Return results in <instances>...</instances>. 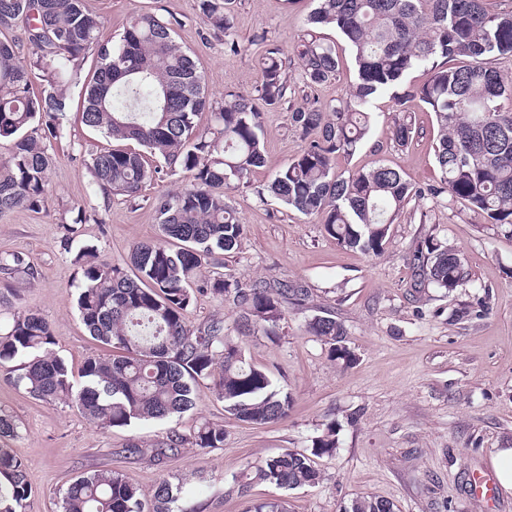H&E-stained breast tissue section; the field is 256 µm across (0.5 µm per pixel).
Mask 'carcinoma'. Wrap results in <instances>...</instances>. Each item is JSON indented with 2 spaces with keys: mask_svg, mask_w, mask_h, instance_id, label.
Returning <instances> with one entry per match:
<instances>
[{
  "mask_svg": "<svg viewBox=\"0 0 512 512\" xmlns=\"http://www.w3.org/2000/svg\"><path fill=\"white\" fill-rule=\"evenodd\" d=\"M32 0H0V31L23 17L33 52L21 61L15 45L0 40V139H11L0 160V214L33 212L45 203L52 156L47 142L63 131L71 109L66 84L89 54L96 69L87 83L80 122L113 145L91 155L89 168L106 194L135 199L161 169L192 174L189 187L155 199L163 240L141 242L128 253V267L99 260L83 245L74 261L82 271L79 317L107 353L87 358L74 377L53 349L50 325L37 311L13 314L0 328V375L17 389L46 403L76 408L100 431L140 420H165L193 407V387L207 381L224 411L239 421L270 424L288 419L292 395L245 359L225 335L224 319L198 326L186 321L198 296L228 301L239 311L241 333L281 335L285 304L308 291L286 281H242L209 277L207 259L241 247L244 224L226 202V192L249 183L266 165L264 112L288 103V54L269 44L260 55L251 92L227 91L221 99L205 89L197 60L176 40L173 24L153 13L133 19L117 42L102 38L99 16L86 0H45L31 17ZM310 29L294 58L310 84H323L339 68L335 45L319 30L335 29L355 64L356 79L335 105L297 108L292 125L307 144L297 159L256 190L304 215L319 216L329 236L349 249L375 256L384 252L391 224L413 199L447 195L463 201L502 231L512 234V75L488 65L512 57V12L492 13L484 0H315ZM232 0H198L203 23L225 33L233 26ZM456 57L463 64L448 66ZM427 69L418 88L407 74ZM44 86L31 87L30 71ZM395 93L400 111L419 98L436 117L434 149L440 184L418 187L404 173L375 165L343 177L336 156L355 153L372 120L377 95ZM210 116L201 131L198 118ZM135 142L143 151L123 147ZM417 282L452 291L468 282L464 258L454 247L429 238L413 253ZM6 275L35 272L16 253L0 257ZM307 331L328 347L329 357L348 361L347 330L334 318L315 316ZM224 447V425L205 422L190 435L170 430L151 450L159 461L180 449ZM337 448L336 428L313 440L311 454L288 451L255 466L248 480L281 489L311 487L320 480L314 458ZM32 494L26 464L0 446V512H24ZM173 485L160 482L153 507L123 474L93 470L70 482L61 512H174ZM343 512H395L375 496L352 500Z\"/></svg>",
  "mask_w": 512,
  "mask_h": 512,
  "instance_id": "obj_1",
  "label": "carcinoma"
}]
</instances>
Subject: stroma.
<instances>
[{"instance_id": "1", "label": "stroma", "mask_w": 512, "mask_h": 512, "mask_svg": "<svg viewBox=\"0 0 512 512\" xmlns=\"http://www.w3.org/2000/svg\"><path fill=\"white\" fill-rule=\"evenodd\" d=\"M87 3L106 39H118L131 19L146 12L174 21L178 40L195 55L216 98L252 89L267 44L292 52L314 7L313 0H234L233 27L221 34L205 26L197 0ZM322 35L335 43L341 66L321 85L308 84L298 64L289 66L294 96L264 115L267 163L252 173L249 186L228 193L246 229L242 246L207 267L247 280H288L308 288L309 297L288 307L275 339L240 335L234 306L211 296L199 297L186 315L192 325L223 317L226 335L247 360L291 392L288 419L239 421L203 382L195 388L193 408L180 416L104 433L76 410L38 401L0 380V410L18 424L5 444L25 461L32 486L25 512H61V492L70 479L96 468L122 472L147 495L170 480L178 487L175 512H246L253 501L274 499L285 501L288 512H342L361 495L389 500L396 512H512L511 492L500 493L490 506L469 489L472 470H491L495 450L512 447V235L466 203L430 197L411 201L392 224L383 254L368 255L341 247L318 218L255 192L305 147L291 125L293 109L336 103L355 81L341 36L333 29ZM371 110L368 134L353 155L337 156V173L381 163L419 186L438 183L434 113L417 100L399 112L390 92L378 96ZM403 118L416 131L405 146L392 136ZM105 144L77 112H69L61 138L49 149L54 165L42 210L0 215V254H21L36 272L32 279L0 274V286L11 285L18 308L47 320L56 352L75 372L102 348L78 317L80 275L65 239L95 245L101 260L124 264L133 244L161 238L154 199L190 182L189 173L180 171L161 175L135 200L104 195L89 162ZM429 234L463 255L471 277L466 286L451 292L415 288L412 253ZM316 315L343 323L355 355L351 364L331 361L307 333ZM205 420L223 425V447L184 448L160 462L124 452L129 442L148 448L169 429L187 434ZM330 426L338 447L316 458L318 485L291 491L271 484L244 487L248 466L288 450L310 452L314 438Z\"/></svg>"}]
</instances>
